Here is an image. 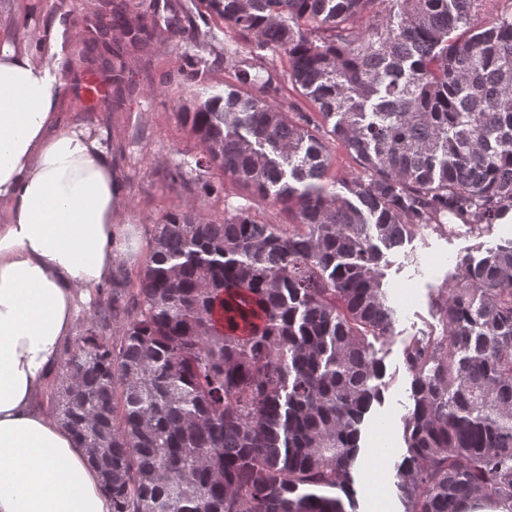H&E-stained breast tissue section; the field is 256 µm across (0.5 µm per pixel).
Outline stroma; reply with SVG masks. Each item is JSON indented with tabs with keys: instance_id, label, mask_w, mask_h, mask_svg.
Instances as JSON below:
<instances>
[{
	"instance_id": "stroma-1",
	"label": "stroma",
	"mask_w": 512,
	"mask_h": 512,
	"mask_svg": "<svg viewBox=\"0 0 512 512\" xmlns=\"http://www.w3.org/2000/svg\"><path fill=\"white\" fill-rule=\"evenodd\" d=\"M99 0H0V48L22 46L47 65L61 84L62 119L76 123L99 139L124 189L122 218L134 226L140 249H147L150 230L166 214L195 204L212 220L230 207H248L260 223L285 224L280 207L253 198L249 191L211 168L207 178L215 191L199 197L189 168L202 146L179 115L181 105L224 91L232 72L217 64L225 46L238 42L236 32L216 16L198 8L196 0H130V20L146 18L160 28L158 38L131 54L128 83L120 104L86 101L74 74H96L100 62L88 54L84 41ZM208 33L205 55L214 67L205 82L185 79L184 50L194 31ZM186 166L185 188L171 189L168 173ZM512 240V222L472 232L460 224L427 228L408 235L400 247L385 251L383 288L396 310L392 336L372 348L385 366L384 400L374 405L362 426L356 462L357 512H370L373 499H387L391 512H404L398 496L397 468L405 453L404 418L413 407L411 376L404 352L413 341L441 334L436 302L439 288L449 285L464 256L482 257L487 249ZM379 482H372V475Z\"/></svg>"
}]
</instances>
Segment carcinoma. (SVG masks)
I'll return each instance as SVG.
<instances>
[{
    "mask_svg": "<svg viewBox=\"0 0 512 512\" xmlns=\"http://www.w3.org/2000/svg\"><path fill=\"white\" fill-rule=\"evenodd\" d=\"M242 43L236 83L180 108L207 169L288 211L262 224L193 205L152 225L142 267L117 266L66 348L50 403L100 464L112 512H356L360 426L381 402L369 338L394 317L382 249L456 219L512 213V0H199ZM109 0L92 40L125 27ZM142 23L125 47L154 38ZM204 35L191 76L210 68ZM288 80L327 129L277 104ZM114 94L124 47L111 50ZM361 173L326 182V140ZM439 336L411 343L405 512H512V242L465 256L441 289Z\"/></svg>",
    "mask_w": 512,
    "mask_h": 512,
    "instance_id": "cac0c4a2",
    "label": "carcinoma"
}]
</instances>
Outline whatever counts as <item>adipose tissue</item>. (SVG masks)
<instances>
[{
  "label": "adipose tissue",
  "mask_w": 512,
  "mask_h": 512,
  "mask_svg": "<svg viewBox=\"0 0 512 512\" xmlns=\"http://www.w3.org/2000/svg\"><path fill=\"white\" fill-rule=\"evenodd\" d=\"M61 106L43 65L0 52V512H112L86 450L36 405L123 253L122 187Z\"/></svg>",
  "instance_id": "adipose-tissue-1"
}]
</instances>
